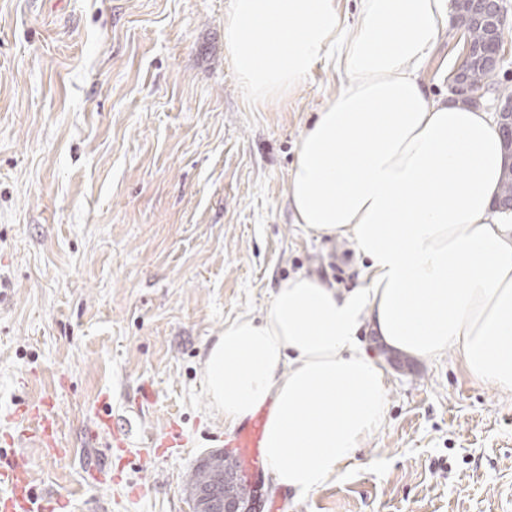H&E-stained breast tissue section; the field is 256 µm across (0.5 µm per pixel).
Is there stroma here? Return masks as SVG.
<instances>
[{"label": "stroma", "instance_id": "stroma-1", "mask_svg": "<svg viewBox=\"0 0 512 512\" xmlns=\"http://www.w3.org/2000/svg\"><path fill=\"white\" fill-rule=\"evenodd\" d=\"M229 0H0V433L52 397L70 454L22 443L55 512H191L190 471L223 448L204 360L225 322L259 315L298 273L344 289L348 244L307 235L286 201L296 143L341 76L318 64L288 98L256 104L224 44ZM458 31L422 78L449 96ZM384 363L385 420L338 480L305 497L249 471L276 512H512V396L455 350ZM149 385L153 399L139 403ZM131 423L112 480L91 484L97 411ZM186 442L155 444L170 421Z\"/></svg>", "mask_w": 512, "mask_h": 512}]
</instances>
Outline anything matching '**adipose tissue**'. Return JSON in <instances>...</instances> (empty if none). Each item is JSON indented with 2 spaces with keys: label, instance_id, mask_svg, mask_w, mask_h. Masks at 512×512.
Segmentation results:
<instances>
[{
  "label": "adipose tissue",
  "instance_id": "ef3b65f1",
  "mask_svg": "<svg viewBox=\"0 0 512 512\" xmlns=\"http://www.w3.org/2000/svg\"><path fill=\"white\" fill-rule=\"evenodd\" d=\"M451 0H230L225 47L259 104L287 98L321 63L341 86L306 128L287 200L305 232L347 241L365 263L346 291L297 274L258 317L242 315L205 358L224 424L268 407L274 487L313 493L339 478L384 422L388 383L363 326L416 358L455 349L475 380L512 394V211L485 109L432 96L421 77Z\"/></svg>",
  "mask_w": 512,
  "mask_h": 512
}]
</instances>
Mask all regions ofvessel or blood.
Masks as SVG:
<instances>
[{
  "instance_id": "vessel-or-blood-1",
  "label": "vessel or blood",
  "mask_w": 512,
  "mask_h": 512,
  "mask_svg": "<svg viewBox=\"0 0 512 512\" xmlns=\"http://www.w3.org/2000/svg\"><path fill=\"white\" fill-rule=\"evenodd\" d=\"M265 423V412H257L246 424L225 437V447L236 449L247 462L258 461L262 455ZM96 432L104 436L108 444L118 448L127 446L130 437L126 424L115 422L108 414L100 415ZM0 440L8 445L18 441L33 442L52 457L67 453L58 437L52 403L47 397L21 406L11 430L1 435ZM57 501V496L50 493L42 497L36 495L25 460L16 458L0 465V512H53Z\"/></svg>"
}]
</instances>
